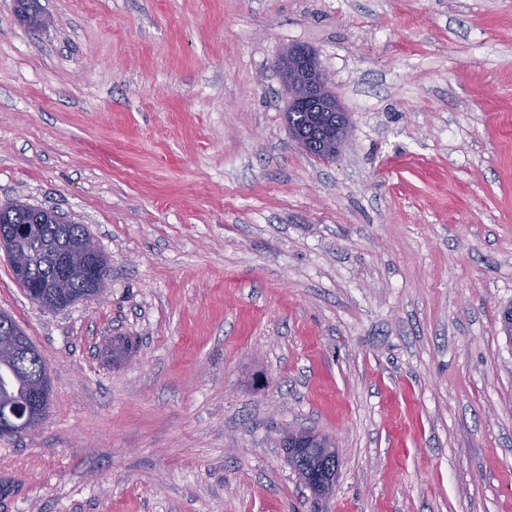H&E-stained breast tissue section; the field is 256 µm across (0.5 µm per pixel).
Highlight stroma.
Listing matches in <instances>:
<instances>
[{
	"label": "stroma",
	"instance_id": "obj_1",
	"mask_svg": "<svg viewBox=\"0 0 512 512\" xmlns=\"http://www.w3.org/2000/svg\"><path fill=\"white\" fill-rule=\"evenodd\" d=\"M40 4L0 0V202L110 276L50 312L0 250L52 383L0 512H512V0ZM296 44L348 116L329 162L286 125ZM300 430L336 440L327 495ZM47 211L44 214L43 221L40 224V237L43 241H53L62 235L67 237L74 243L81 244L84 242H91L90 235L85 227L81 224H59L62 222L55 214L54 211ZM57 215V216H56Z\"/></svg>",
	"mask_w": 512,
	"mask_h": 512
}]
</instances>
